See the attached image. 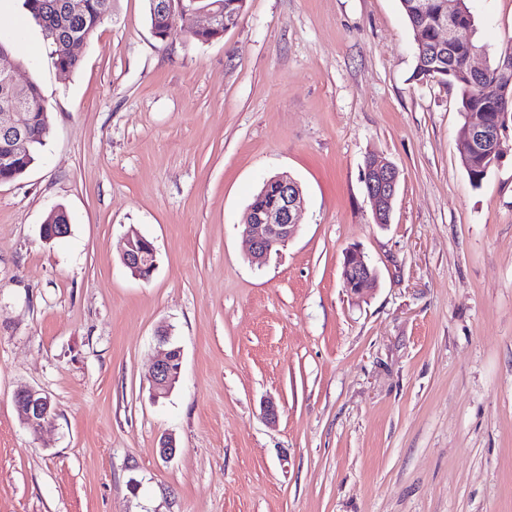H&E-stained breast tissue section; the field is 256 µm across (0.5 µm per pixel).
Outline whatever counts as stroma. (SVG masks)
<instances>
[{
  "label": "stroma",
  "mask_w": 512,
  "mask_h": 512,
  "mask_svg": "<svg viewBox=\"0 0 512 512\" xmlns=\"http://www.w3.org/2000/svg\"><path fill=\"white\" fill-rule=\"evenodd\" d=\"M472 12L480 59L512 45V0ZM18 30L51 129L0 185V512H512V152L472 186L401 0H246L204 44L158 42L148 0H115L65 75L6 0ZM371 153L401 174L385 226ZM281 173L304 210L257 267L243 214ZM58 206L70 232L44 242ZM132 228L147 281L120 261ZM353 245L379 273L360 301ZM163 327L183 362L157 401ZM24 387L55 410L41 433ZM121 261L132 276L147 281L157 267L156 247L151 240L132 231L126 237ZM341 278L345 292L359 298L375 289L378 273L360 248L350 247L343 255ZM14 402L23 423L36 434L53 419L50 399L34 389L18 390Z\"/></svg>",
  "instance_id": "35a3bbf8"
}]
</instances>
